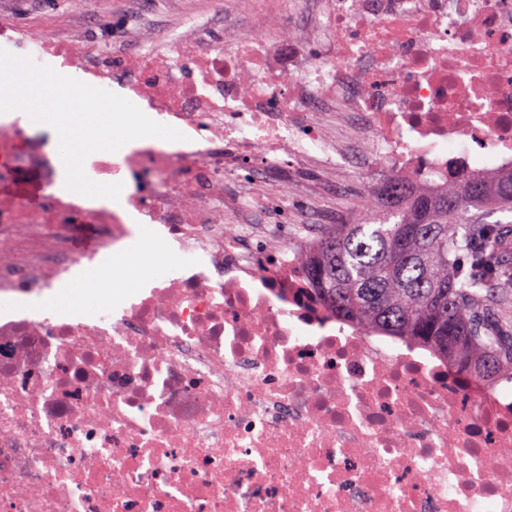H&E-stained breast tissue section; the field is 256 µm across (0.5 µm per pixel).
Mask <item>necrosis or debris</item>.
Here are the masks:
<instances>
[{"instance_id": "obj_1", "label": "necrosis or debris", "mask_w": 512, "mask_h": 512, "mask_svg": "<svg viewBox=\"0 0 512 512\" xmlns=\"http://www.w3.org/2000/svg\"><path fill=\"white\" fill-rule=\"evenodd\" d=\"M300 67L260 35L171 34L113 68L42 34L29 56L184 135L60 188L48 139L0 121V512H512V381L338 318L315 242L238 223V186L302 164L439 191L512 170V0H330ZM182 270L130 301L41 317L74 268L125 251L127 213Z\"/></svg>"}]
</instances>
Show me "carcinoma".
<instances>
[{"mask_svg":"<svg viewBox=\"0 0 512 512\" xmlns=\"http://www.w3.org/2000/svg\"><path fill=\"white\" fill-rule=\"evenodd\" d=\"M368 214L330 224L305 274L347 323L414 339L489 382L512 379V261L484 209L512 210V173L473 175L441 191L398 181L377 188ZM470 256L457 267L458 253Z\"/></svg>","mask_w":512,"mask_h":512,"instance_id":"carcinoma-1","label":"carcinoma"}]
</instances>
